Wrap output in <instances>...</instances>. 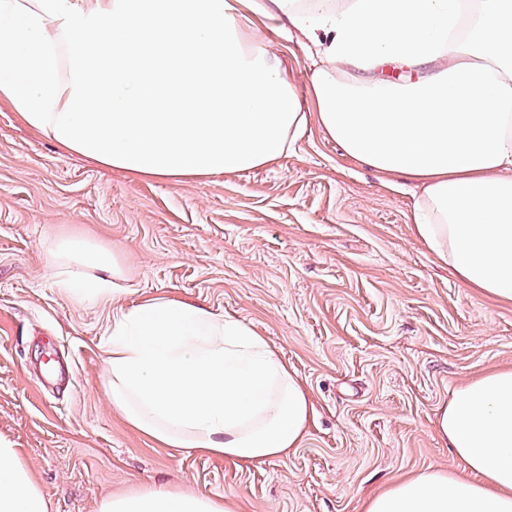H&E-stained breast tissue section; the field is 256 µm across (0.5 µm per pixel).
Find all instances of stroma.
Segmentation results:
<instances>
[{"instance_id":"stroma-1","label":"stroma","mask_w":512,"mask_h":512,"mask_svg":"<svg viewBox=\"0 0 512 512\" xmlns=\"http://www.w3.org/2000/svg\"><path fill=\"white\" fill-rule=\"evenodd\" d=\"M307 111V38L262 17ZM419 195L351 159L317 123L288 156L205 179L140 178L29 130L0 105V441L50 512L155 488L241 512H362L368 493L460 462L436 429L452 393L512 369V303L467 287L409 216ZM89 237L129 270L120 304L195 301L257 329L316 409L300 448L240 464L130 428L104 387L112 306L57 285L47 243Z\"/></svg>"}]
</instances>
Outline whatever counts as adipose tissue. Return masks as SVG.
I'll return each mask as SVG.
<instances>
[{"mask_svg":"<svg viewBox=\"0 0 512 512\" xmlns=\"http://www.w3.org/2000/svg\"><path fill=\"white\" fill-rule=\"evenodd\" d=\"M287 20L320 58L316 117L348 156L418 181L412 219L467 286L512 302V0H0V103L100 164L160 179L287 156L309 116L246 14ZM406 70L405 81L382 77ZM79 303L113 302L104 384L133 429L251 463L299 448L314 407L264 336L193 302L118 306L128 274L96 240L49 243ZM437 429L463 467L423 470L363 512H512V370L457 389ZM0 512H48L0 443ZM99 512H239L221 497L141 489Z\"/></svg>","mask_w":512,"mask_h":512,"instance_id":"ef3b65f1","label":"adipose tissue"}]
</instances>
